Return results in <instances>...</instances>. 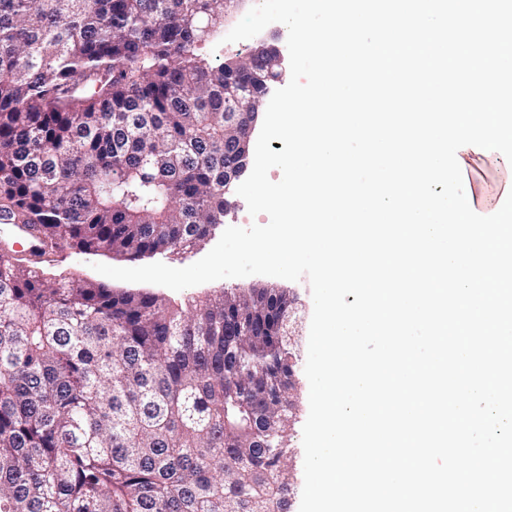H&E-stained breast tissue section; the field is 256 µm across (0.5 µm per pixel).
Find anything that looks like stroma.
Segmentation results:
<instances>
[{"label":"stroma","mask_w":512,"mask_h":512,"mask_svg":"<svg viewBox=\"0 0 512 512\" xmlns=\"http://www.w3.org/2000/svg\"><path fill=\"white\" fill-rule=\"evenodd\" d=\"M458 163L462 171L464 191L475 201L474 212L480 215L495 213L501 207L508 193L512 192V167L506 164L504 156L494 150L479 148L459 152ZM97 262L115 267H121L125 264L124 259L121 258L109 255L96 257L72 250L69 251L66 260L55 266L54 271L67 277L83 278L101 283L116 291L156 293L176 303L184 302L190 296H201L224 288L238 286L262 285L285 288L293 291L298 298L299 322L297 330L300 338L304 341L309 338L313 301L308 279L288 281L277 277L253 275L239 279H220L181 291H174L155 284L130 283L108 278L94 270L93 265ZM308 390L309 384L304 372H297L293 392L296 415L292 420L289 431V444L293 482L295 488L298 489L304 485L302 430L309 414Z\"/></svg>","instance_id":"obj_1"}]
</instances>
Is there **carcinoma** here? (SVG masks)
<instances>
[{"mask_svg": "<svg viewBox=\"0 0 512 512\" xmlns=\"http://www.w3.org/2000/svg\"><path fill=\"white\" fill-rule=\"evenodd\" d=\"M227 0H0V512H288L283 288L170 300L52 272L55 251L190 252L224 223L241 131Z\"/></svg>", "mask_w": 512, "mask_h": 512, "instance_id": "1", "label": "carcinoma"}]
</instances>
